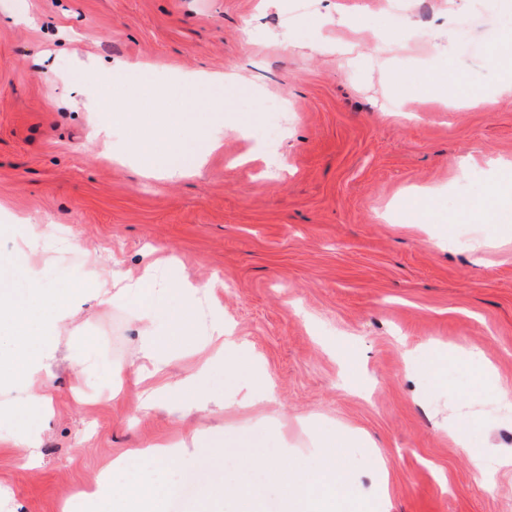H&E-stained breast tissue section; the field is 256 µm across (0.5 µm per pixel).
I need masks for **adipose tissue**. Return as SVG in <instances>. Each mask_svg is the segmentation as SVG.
<instances>
[{
  "instance_id": "obj_1",
  "label": "adipose tissue",
  "mask_w": 512,
  "mask_h": 512,
  "mask_svg": "<svg viewBox=\"0 0 512 512\" xmlns=\"http://www.w3.org/2000/svg\"><path fill=\"white\" fill-rule=\"evenodd\" d=\"M138 95L149 107L140 112L116 110L114 118L123 123L131 136L140 167L150 176H183L197 170L205 162L201 153L184 157L179 143H172L167 154H160L157 143L166 132L180 129L184 112L158 106L159 95L151 86H143ZM49 238L46 227L31 228L18 250L19 259L12 265H0V334L13 333L16 346L10 355L0 354V387L12 390L19 423H26L31 406L48 407L49 400L36 385L56 361L57 341L85 305L100 306L124 301L128 295L140 299L135 312L139 327L137 359L131 373L140 387L139 409L144 415L164 413L184 420L207 409L228 415L259 412L270 401L269 383L251 384L242 390L225 394L204 389L211 363H197L178 380H170L169 370L178 358L177 342L182 334L200 332L203 345L211 347L215 356L234 354L240 373L249 374L256 361L243 343L234 337L224 322L221 311L202 313L199 298L207 294L204 282L181 278L169 284L159 277V260H150L138 279L118 273L95 271L96 287L82 291L66 286L51 287L38 277H31L24 296L11 294L7 282L15 272L27 269L29 252L45 250ZM342 436H315L313 453L318 463L313 467L284 466L282 462L267 463L266 472L283 490L280 512H332L347 502L365 506L361 487L348 479L336 454ZM147 478L133 474L127 488L113 486L108 476L102 477L94 489L83 491V505L88 512H113L114 502L137 494ZM202 512H262L260 502L251 494L239 491L231 481L208 487L201 504Z\"/></svg>"
}]
</instances>
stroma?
I'll return each mask as SVG.
<instances>
[{
    "label": "stroma",
    "mask_w": 512,
    "mask_h": 512,
    "mask_svg": "<svg viewBox=\"0 0 512 512\" xmlns=\"http://www.w3.org/2000/svg\"><path fill=\"white\" fill-rule=\"evenodd\" d=\"M11 2L0 0V254L44 222L79 243L33 262L50 285L87 287L91 266L138 276L153 249L174 257L211 282L282 410L316 414L319 432H365L338 455L373 496L364 446L378 448L389 512H512V417L494 393L512 385V223L448 204L463 159L470 201L512 185V94L500 90L512 0H27L23 22ZM91 66L131 111L130 79L184 96L179 141L216 134L221 148L196 174L143 176L125 127L86 109L101 96ZM199 72L234 79L181 83ZM471 93L492 106H460ZM277 97L287 111H266ZM461 227L471 248L447 244ZM136 303L85 307L61 336L36 468L18 467L0 414V512H81L77 491L113 457L194 429L257 444L254 466L216 465L269 508L279 488L264 465L281 444L310 463L293 426L145 417L130 383L77 402L73 383L107 388L113 368L136 364Z\"/></svg>",
    "instance_id": "obj_1"
}]
</instances>
